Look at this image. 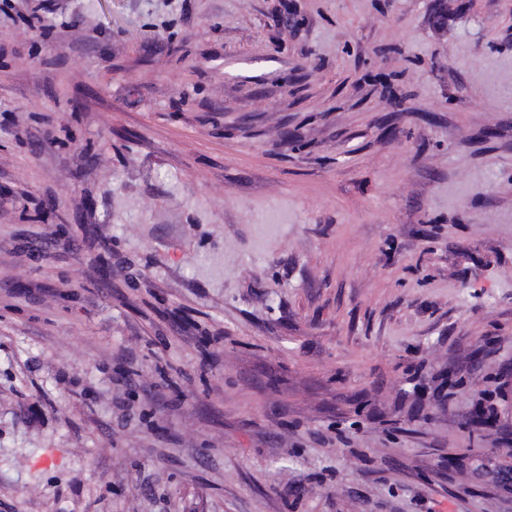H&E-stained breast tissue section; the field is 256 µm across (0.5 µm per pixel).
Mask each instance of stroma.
I'll list each match as a JSON object with an SVG mask.
<instances>
[{"label": "stroma", "instance_id": "1", "mask_svg": "<svg viewBox=\"0 0 512 512\" xmlns=\"http://www.w3.org/2000/svg\"><path fill=\"white\" fill-rule=\"evenodd\" d=\"M0 512H512V0H0Z\"/></svg>", "mask_w": 512, "mask_h": 512}]
</instances>
